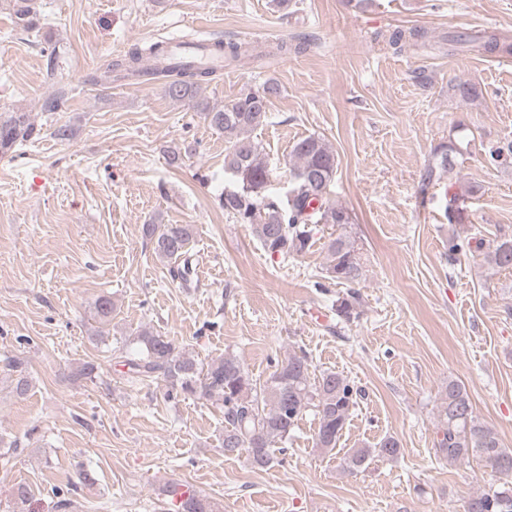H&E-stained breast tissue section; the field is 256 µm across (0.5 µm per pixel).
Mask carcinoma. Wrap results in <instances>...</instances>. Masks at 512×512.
Returning a JSON list of instances; mask_svg holds the SVG:
<instances>
[{"label": "carcinoma", "instance_id": "carcinoma-1", "mask_svg": "<svg viewBox=\"0 0 512 512\" xmlns=\"http://www.w3.org/2000/svg\"><path fill=\"white\" fill-rule=\"evenodd\" d=\"M427 31L420 27L395 29L387 45L402 50L408 42L426 46ZM448 45L465 46L474 52L509 53L512 45L495 33L471 32L455 35ZM165 43L149 42L132 48L124 58L112 63L109 71L126 76L147 77L164 81V92L176 103H191L203 112L208 125L224 134V170L234 181L233 192L220 198L224 212L240 224H249L265 252L286 259L311 248L314 226L352 221L343 207L330 203L328 190L336 177L338 157L332 145L320 135H309L294 143L290 155L289 176L293 195L287 199L265 194L268 180L267 163L251 133L267 124L271 99L281 93L279 84L266 81L257 89L246 88L229 103H210L201 98L202 85L214 80L222 67L206 63H166L160 67L143 68L145 59H161ZM212 53L230 66L244 56L259 62L270 56L287 54L288 45L281 43L274 51H265L249 42L219 40ZM38 134L37 127L25 112L13 111L0 120V152L26 142ZM444 147L437 165L428 166L422 185L429 184L436 171H448L453 165ZM512 159V140L499 142L487 151V160L499 165ZM477 192L468 186L448 200V223L463 224L466 217L459 200ZM143 236L152 242L157 257L172 260L188 252L193 239L190 224H144ZM484 250L483 262L492 270L512 269V235H500L488 247L472 245L466 239H448V257ZM329 261L326 279L348 286L336 300V315L350 322L359 317L361 298L354 288L363 277V263L355 241L345 233L329 240ZM137 350L124 356V365L137 377H157L167 383L168 396L188 395L221 402L224 416L226 454H246L250 465L267 469L274 462V445L285 442L298 426L306 411L312 409L318 418L315 447L325 451L336 448L361 390L336 372L311 376V364L306 355L290 354L277 364L265 381L253 379L243 364L233 355H226L202 367L194 356L177 347L165 336L149 330L133 338ZM436 452L448 462L476 457L493 472L505 478L502 486L471 495L464 512H512V449L502 446L494 429L475 415L466 388L456 380H448L441 394L439 421L434 440ZM401 454L399 441L388 436L372 448H351L341 458V468L357 474L366 471L376 458L393 460ZM182 512H221L208 497L190 493L182 501Z\"/></svg>", "mask_w": 512, "mask_h": 512}]
</instances>
